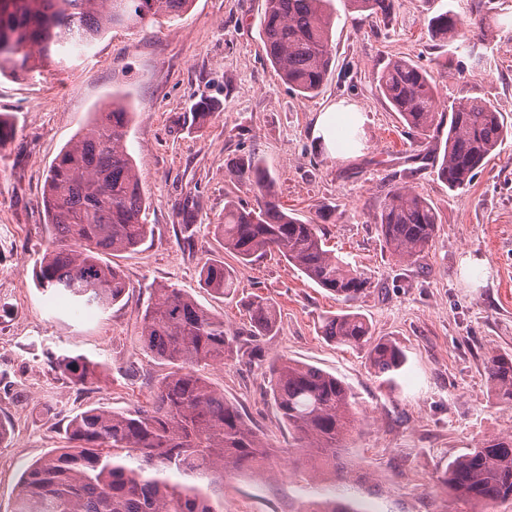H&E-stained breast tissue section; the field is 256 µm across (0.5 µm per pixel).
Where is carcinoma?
<instances>
[{"label": "carcinoma", "instance_id": "carcinoma-1", "mask_svg": "<svg viewBox=\"0 0 512 512\" xmlns=\"http://www.w3.org/2000/svg\"><path fill=\"white\" fill-rule=\"evenodd\" d=\"M193 0H0V76L34 72L44 64L65 66L68 43H93L112 27L128 29L161 17L174 19ZM332 0H265L261 22L267 60L288 87L318 94L330 71L335 21ZM362 19L386 20L398 0H346ZM465 23L450 12L433 16L428 27L442 42L463 51L472 66L491 59L479 51L498 15L474 5ZM378 87L411 133L440 140L433 157L438 176L451 191L466 190L488 164L512 128L497 108L477 99L443 108L430 71L407 59L388 62L376 75ZM130 112L117 99L65 146L48 168L43 204L48 215L47 246L34 265L43 291L70 295L88 309L106 311L129 289L107 255L137 248L145 239V203L140 177L126 148ZM234 178L253 193L254 203L224 205V221L214 225L224 250L240 262L270 253L282 256L309 280L345 303L370 288L365 274L326 249L320 227L284 211L271 173L247 159ZM373 223L387 249L400 262L423 257L438 230L434 206L413 187L393 185ZM203 286L224 297L238 291L231 269L221 259L206 261ZM249 336L275 333L278 306L254 294L245 301ZM321 335L338 345L368 350L382 383L393 386L407 364L395 343L373 339L368 320L355 312L330 314ZM239 335L224 317L203 308L176 288L155 289L145 311L138 343L168 371L158 380L148 406L135 410L88 408L67 425L68 445L55 448L28 466L18 486L13 512H224V476L259 469L271 445L246 423L239 407L224 398L202 369L239 356ZM52 370L81 389L99 378L101 363L84 355H60ZM270 397L279 418L294 434L295 452L317 471L330 472L337 484L307 502L302 512H373L351 483L343 462L355 429L353 394L335 375L319 367L278 358L269 365ZM485 374L496 396L512 402V358H488ZM441 487L471 512H497L512 504V435L494 436L448 463L437 476Z\"/></svg>", "mask_w": 512, "mask_h": 512}]
</instances>
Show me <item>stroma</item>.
I'll return each mask as SVG.
<instances>
[{
    "instance_id": "obj_1",
    "label": "stroma",
    "mask_w": 512,
    "mask_h": 512,
    "mask_svg": "<svg viewBox=\"0 0 512 512\" xmlns=\"http://www.w3.org/2000/svg\"><path fill=\"white\" fill-rule=\"evenodd\" d=\"M334 3L332 73L313 98L289 89L267 60L264 0H193L179 19L115 27L71 49L65 67L0 77V114L13 126L0 140V422L8 428L0 441V512H12L23 471L66 446L67 417L86 406L150 400L165 368L140 350L137 336L163 285L190 294L242 336L249 328L242 298L267 296L280 310L259 358L204 370L272 447L264 471L225 477L224 512H301L322 486L297 462L288 427L270 403L268 364L282 356L336 375L350 389L359 430L345 459L378 512H468L448 503L436 476L485 439L512 434V404L498 400L484 373L489 356L512 355V137L466 192L450 191L429 165L403 178L410 156L433 153L436 143L408 132L375 76L391 59L412 60L433 72L443 105L480 97L512 125V30L490 29L491 65L476 70L428 31L429 19L446 11L470 20L473 0H398L391 19L362 24L343 0ZM115 93L132 114L126 146L150 231L134 251L111 257L129 290L100 313L43 292L32 270L46 241L47 170ZM203 98L218 107L201 125L192 109ZM339 104L360 116L345 157L318 134ZM246 158L275 177L289 212L318 220L327 249L370 277L353 308L374 338L404 348L407 365L395 386L381 384L365 351L321 335L322 318L343 303L279 255L242 264L225 254L213 226L228 201L253 200L231 174ZM404 180L441 220L429 250L412 263L389 252L372 222L390 186ZM189 204L195 222L187 228ZM217 257L234 272L235 299L200 284L202 265ZM50 352L82 354L106 369L80 391L51 371Z\"/></svg>"
}]
</instances>
